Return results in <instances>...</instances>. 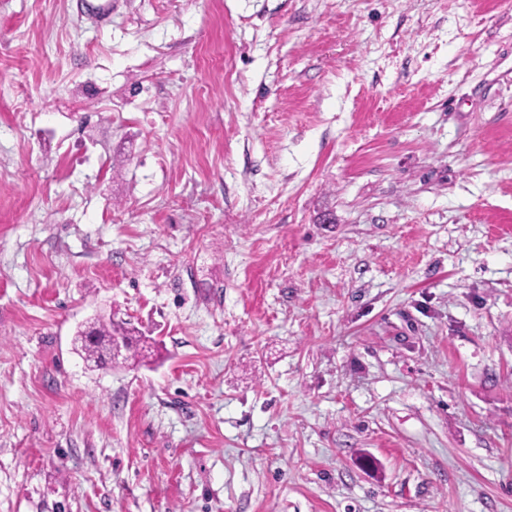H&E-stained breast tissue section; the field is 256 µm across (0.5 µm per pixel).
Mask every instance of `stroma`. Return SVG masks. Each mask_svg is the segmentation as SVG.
I'll return each mask as SVG.
<instances>
[{
	"instance_id": "1",
	"label": "stroma",
	"mask_w": 512,
	"mask_h": 512,
	"mask_svg": "<svg viewBox=\"0 0 512 512\" xmlns=\"http://www.w3.org/2000/svg\"><path fill=\"white\" fill-rule=\"evenodd\" d=\"M0 512H512V0H0ZM89 329V334L82 331L76 338V341L81 343L80 350L88 362L98 363L101 361L116 339L120 340V345L125 353L130 352L140 341V339H133V336H129V331L112 320L109 324L99 322L98 325L94 324Z\"/></svg>"
}]
</instances>
